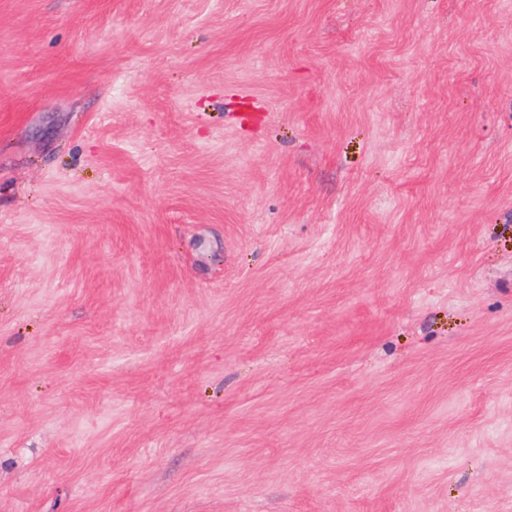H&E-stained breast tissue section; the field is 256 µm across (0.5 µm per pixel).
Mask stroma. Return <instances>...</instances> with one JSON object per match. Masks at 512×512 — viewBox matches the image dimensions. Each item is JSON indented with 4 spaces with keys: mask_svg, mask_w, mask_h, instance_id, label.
<instances>
[{
    "mask_svg": "<svg viewBox=\"0 0 512 512\" xmlns=\"http://www.w3.org/2000/svg\"><path fill=\"white\" fill-rule=\"evenodd\" d=\"M0 512H512V0H0Z\"/></svg>",
    "mask_w": 512,
    "mask_h": 512,
    "instance_id": "1",
    "label": "stroma"
}]
</instances>
